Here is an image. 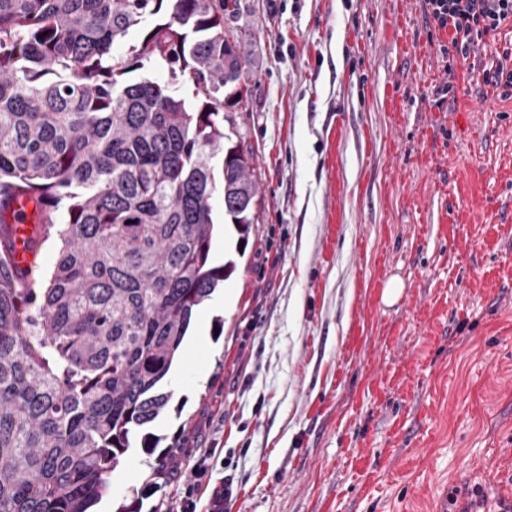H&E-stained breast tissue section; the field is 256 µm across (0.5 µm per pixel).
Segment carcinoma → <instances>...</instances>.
<instances>
[{
  "label": "carcinoma",
  "mask_w": 512,
  "mask_h": 512,
  "mask_svg": "<svg viewBox=\"0 0 512 512\" xmlns=\"http://www.w3.org/2000/svg\"><path fill=\"white\" fill-rule=\"evenodd\" d=\"M224 11L0 0V512H89L133 443L160 476L180 452L150 428L194 309L226 278L212 200L244 236L258 194L252 149L224 132L243 77ZM164 65L167 82L146 76ZM20 207L32 250L59 246L42 288L14 265Z\"/></svg>",
  "instance_id": "1"
}]
</instances>
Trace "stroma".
<instances>
[{"label": "stroma", "instance_id": "obj_1", "mask_svg": "<svg viewBox=\"0 0 512 512\" xmlns=\"http://www.w3.org/2000/svg\"><path fill=\"white\" fill-rule=\"evenodd\" d=\"M237 138L254 151L247 242L198 306L153 424L183 452L145 499L176 512L208 448L231 512H512V99L448 80L421 0H237ZM402 292L386 304L391 278ZM129 451L96 512L151 479Z\"/></svg>", "mask_w": 512, "mask_h": 512}]
</instances>
